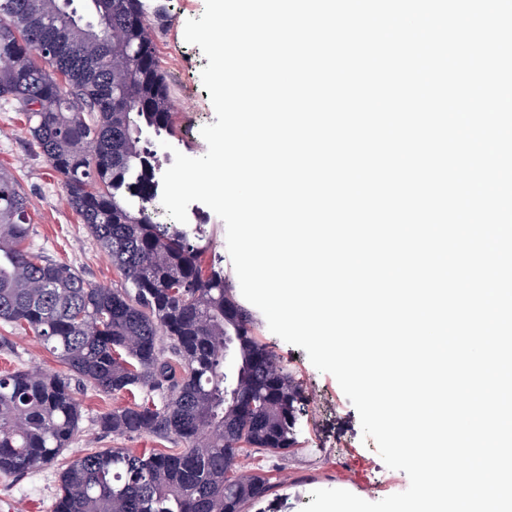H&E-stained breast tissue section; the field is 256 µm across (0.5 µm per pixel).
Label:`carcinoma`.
<instances>
[{
	"instance_id": "cac0c4a2",
	"label": "carcinoma",
	"mask_w": 512,
	"mask_h": 512,
	"mask_svg": "<svg viewBox=\"0 0 512 512\" xmlns=\"http://www.w3.org/2000/svg\"><path fill=\"white\" fill-rule=\"evenodd\" d=\"M0 0V100L21 112L68 203L122 282H87L30 243L28 199L0 170V323L25 326L68 374H0V475L51 462L82 420L71 380L134 403L98 417L103 434L180 448H101L59 473L54 512H242L267 496L237 474L247 449L283 452L308 397L233 292L204 260L201 225L154 218L160 160L143 134L173 136L147 0ZM61 35L50 69L35 53Z\"/></svg>"
}]
</instances>
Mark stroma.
Masks as SVG:
<instances>
[{
	"mask_svg": "<svg viewBox=\"0 0 512 512\" xmlns=\"http://www.w3.org/2000/svg\"><path fill=\"white\" fill-rule=\"evenodd\" d=\"M161 14L153 20L152 35L159 66L166 75L176 104V134L169 143L181 153L199 157L207 144L204 126L215 123L210 93L201 71L208 60L199 46L187 43V20L199 18L205 0H150ZM0 168L18 180L29 202L31 243L54 259L73 267L86 281L104 287L118 284L120 276L109 257L90 236L71 209L66 193L47 158L33 143L21 113L0 107ZM256 334L279 354L303 383L308 406L296 425L297 445L274 455L259 453L241 458L243 474L267 471L274 486L268 498L246 506L245 512H301L317 489H332L339 475L360 474L366 485L378 488V498L405 491V472L386 467L374 440H363L357 410L336 379L319 372L304 349L273 334L260 310H253ZM64 373L30 329L0 325V371L14 368ZM82 407L80 431L51 464L19 476H0V512H53L58 473L70 460L99 448L166 449L168 441L150 436L113 437L96 427L98 417L131 401L128 394L111 395L89 386H76Z\"/></svg>",
	"mask_w": 512,
	"mask_h": 512,
	"instance_id": "obj_1",
	"label": "stroma"
}]
</instances>
